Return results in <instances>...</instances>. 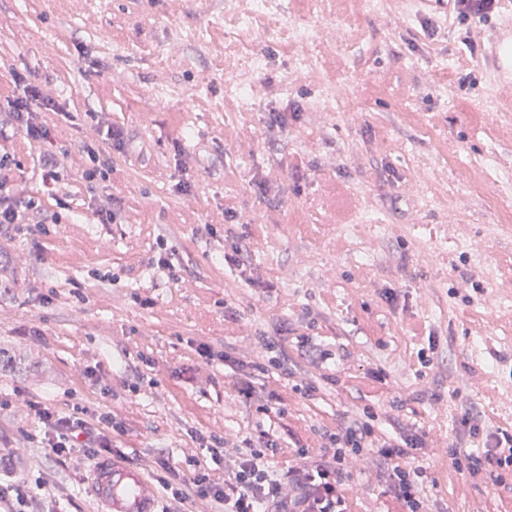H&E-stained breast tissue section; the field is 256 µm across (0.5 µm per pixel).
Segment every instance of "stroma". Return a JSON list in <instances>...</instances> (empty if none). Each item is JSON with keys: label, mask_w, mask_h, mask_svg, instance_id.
<instances>
[{"label": "stroma", "mask_w": 512, "mask_h": 512, "mask_svg": "<svg viewBox=\"0 0 512 512\" xmlns=\"http://www.w3.org/2000/svg\"><path fill=\"white\" fill-rule=\"evenodd\" d=\"M246 7L0 0V152L11 193L39 205L34 226L0 227L15 282L0 289V480L23 474L60 512H96L89 469L36 441L31 400L112 414L115 445L147 472L156 448L201 456L195 434L266 430L279 474L295 443L370 412L424 438L429 512H512V471L471 481L451 453H483L464 411L512 432V89L424 0H271L240 30ZM428 21L447 35L429 38ZM18 73L62 108L47 142L12 126ZM112 125L126 145L87 183L85 147H106ZM102 205L115 223L98 222ZM236 243L242 267L225 258ZM259 336L278 338L292 374L253 378L248 398L220 356L257 360ZM272 391L284 411L261 412ZM358 465L356 512H386L378 462Z\"/></svg>", "instance_id": "35a3bbf8"}]
</instances>
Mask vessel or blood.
<instances>
[{
    "label": "vessel or blood",
    "mask_w": 512,
    "mask_h": 512,
    "mask_svg": "<svg viewBox=\"0 0 512 512\" xmlns=\"http://www.w3.org/2000/svg\"><path fill=\"white\" fill-rule=\"evenodd\" d=\"M499 78L512 76V9L497 27V37L489 55ZM90 496L101 512H161L155 485L136 466L108 458L91 468Z\"/></svg>",
    "instance_id": "b4317fda"
}]
</instances>
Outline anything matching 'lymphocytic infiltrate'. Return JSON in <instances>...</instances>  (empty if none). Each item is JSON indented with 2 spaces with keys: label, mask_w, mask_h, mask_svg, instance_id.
<instances>
[{
  "label": "lymphocytic infiltrate",
  "mask_w": 512,
  "mask_h": 512,
  "mask_svg": "<svg viewBox=\"0 0 512 512\" xmlns=\"http://www.w3.org/2000/svg\"><path fill=\"white\" fill-rule=\"evenodd\" d=\"M453 19L470 22L473 33L464 37L468 51H475L473 36L501 10V0H448ZM56 102L40 97L36 86L24 84L22 95L12 101V121L28 140L43 141L49 131L42 121L46 112L57 111ZM30 413L38 419L41 443L49 457L63 462L81 451L85 465L112 450V434L119 428L111 414L88 422L79 413L60 412L52 406L33 402ZM421 438L403 440L381 435L372 414L337 427L325 436L318 450L300 447L297 462L281 476L271 475L269 457L280 445L268 431L246 436L236 443L213 438L206 450L212 460L223 461L224 479L216 481L198 458H190L189 469L174 464L166 449H157L153 473L171 504L203 502L211 512H351L347 488L354 476L352 460L372 455L383 465L381 478L393 512H423L424 472L414 466V450L423 447ZM512 467V433L497 432L482 457L468 467L470 477L495 475Z\"/></svg>",
  "instance_id": "1"
}]
</instances>
